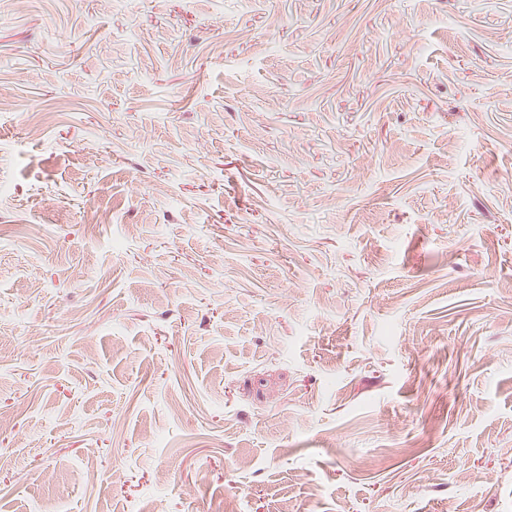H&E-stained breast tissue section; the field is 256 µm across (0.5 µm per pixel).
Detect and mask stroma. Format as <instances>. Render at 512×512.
<instances>
[{"label": "stroma", "instance_id": "1", "mask_svg": "<svg viewBox=\"0 0 512 512\" xmlns=\"http://www.w3.org/2000/svg\"><path fill=\"white\" fill-rule=\"evenodd\" d=\"M509 79L512 0H0V512H512Z\"/></svg>", "mask_w": 512, "mask_h": 512}]
</instances>
